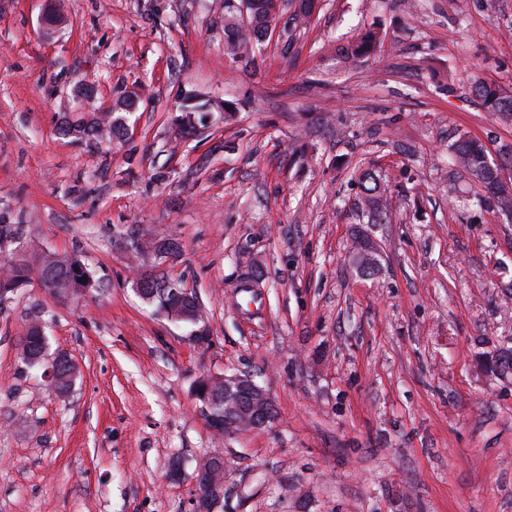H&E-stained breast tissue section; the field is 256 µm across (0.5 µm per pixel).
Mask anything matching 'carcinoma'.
<instances>
[{
    "label": "carcinoma",
    "instance_id": "cac0c4a2",
    "mask_svg": "<svg viewBox=\"0 0 512 512\" xmlns=\"http://www.w3.org/2000/svg\"><path fill=\"white\" fill-rule=\"evenodd\" d=\"M315 0H299V6L289 17L293 28L309 25L313 19ZM230 0H224V45L235 58L250 65L256 61V52L261 50L266 41V31L271 23L277 21L278 16L263 14L259 23L244 28L234 20ZM380 33L377 30H368L346 47L341 48L340 55L347 61L356 62L370 55L379 44ZM470 88L472 95L480 102L482 108L492 112L504 120L512 119V95L503 92L492 82L474 75L471 77ZM127 116L126 112H110L105 118L93 113L86 115L75 112L60 126V132L78 140L87 137L98 138L105 134L112 140L120 143L125 140ZM454 161L463 172L479 179V203L489 205L505 215L512 214V192H507L498 180V174L489 167V152L485 142L475 136L461 134L451 144ZM360 198L355 203L358 214L368 218L370 224H382L388 220V211L385 204V189L378 179L370 172L365 171L359 179ZM51 272V277L42 281L47 288L59 293L77 291L87 286L80 281L90 272L84 264L75 257L60 256L49 261L44 257L38 259V265L31 266L25 258L10 259L0 265V293L8 296L24 281L29 279L32 271ZM160 310L166 312L174 309L175 317L195 322L194 304L180 298L173 290L166 291L165 295L154 297ZM38 325L29 327L23 343V360L30 368L45 365V356L38 345L36 336ZM55 377L53 384L56 390L64 391L70 388L76 378L75 365L71 359L62 354L55 359Z\"/></svg>",
    "mask_w": 512,
    "mask_h": 512
}]
</instances>
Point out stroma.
Returning <instances> with one entry per match:
<instances>
[{"label": "stroma", "mask_w": 512, "mask_h": 512, "mask_svg": "<svg viewBox=\"0 0 512 512\" xmlns=\"http://www.w3.org/2000/svg\"><path fill=\"white\" fill-rule=\"evenodd\" d=\"M58 2L48 31L45 0H0V213L27 257L78 255L93 286L33 278L0 305V512H194L217 450L215 512H512V375L481 365L512 349V218L448 151L461 132L512 147L468 89L512 94V0H317L251 66L224 48V0ZM81 82L90 112L141 90L126 146L59 134ZM191 93L236 110L185 134ZM366 170L391 213L363 227L372 277L348 260ZM164 239L181 257L132 249ZM145 270L202 320L158 313ZM35 321L76 366L68 392L23 362ZM234 374L275 418L225 438L192 388ZM380 33L377 30H368L346 47H342L340 55L344 60L356 62L370 55L379 44ZM225 471L226 462L222 454L206 457L202 461L194 489L196 511H213V505L223 498Z\"/></svg>", "instance_id": "stroma-1"}]
</instances>
